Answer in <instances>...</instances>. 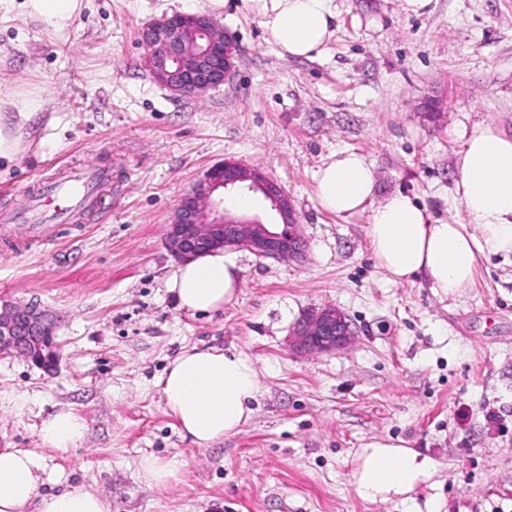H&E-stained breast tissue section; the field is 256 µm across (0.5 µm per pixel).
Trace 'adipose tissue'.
<instances>
[{
  "instance_id": "ef3b65f1",
  "label": "adipose tissue",
  "mask_w": 512,
  "mask_h": 512,
  "mask_svg": "<svg viewBox=\"0 0 512 512\" xmlns=\"http://www.w3.org/2000/svg\"><path fill=\"white\" fill-rule=\"evenodd\" d=\"M256 15L267 43L284 55H321L334 32L332 0H243ZM45 31L65 29L82 8V0H0V22L16 8ZM455 194L467 214L482 224L487 244L512 249V137L492 126L476 129L457 161ZM377 179L366 159L339 151L316 176V196L336 215L370 213L367 235L375 258L390 279L425 277L444 295L470 284L479 244L466 225L435 222L406 194L376 197ZM180 309L210 313L236 299L240 268L232 255L210 251L182 263L167 281ZM166 404L184 438L205 448L240 432L252 418L258 392L252 364L241 354L219 349L180 353L159 380ZM87 425L71 409L61 408L41 423L43 440L58 449L77 447ZM435 470L432 459L402 444L375 440L355 459L352 484L368 501L404 498ZM41 458L16 448L0 450V512H110L107 501L81 486L59 492L46 488Z\"/></svg>"
}]
</instances>
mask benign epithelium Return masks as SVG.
Wrapping results in <instances>:
<instances>
[{
  "label": "benign epithelium",
  "instance_id": "7a95c632",
  "mask_svg": "<svg viewBox=\"0 0 512 512\" xmlns=\"http://www.w3.org/2000/svg\"><path fill=\"white\" fill-rule=\"evenodd\" d=\"M153 79L176 96H200L224 84L235 67L237 45L206 13H174L140 32ZM259 193L269 221L224 207V194ZM166 243L176 259L215 249L244 248L262 258L301 260L307 243L291 200L259 168L224 160L207 169L177 201ZM356 331L340 309L328 305L306 314L293 331L298 353H323L351 344ZM0 354H17L43 368L58 359L53 322L32 304L0 305Z\"/></svg>",
  "mask_w": 512,
  "mask_h": 512
}]
</instances>
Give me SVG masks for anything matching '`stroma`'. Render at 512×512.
<instances>
[{
    "mask_svg": "<svg viewBox=\"0 0 512 512\" xmlns=\"http://www.w3.org/2000/svg\"><path fill=\"white\" fill-rule=\"evenodd\" d=\"M333 5L327 50L295 59L229 0L217 22L238 45L235 71L198 97L152 79L139 31L205 0H83L58 33L20 12L0 23V99L34 103L0 174V216L24 213L72 170L105 176L99 205L75 219H0V302L48 310L60 347L50 372L0 355V448L36 453L110 512H408L352 485L359 448L392 439L437 464L417 503L512 512V249L479 251L454 296L395 283L373 255L368 212L329 213L315 194L319 167L351 149L371 163L377 197L403 192L484 239L455 195L456 161L479 126L512 135V0H431L417 16L402 0ZM226 159L282 186L307 256L233 250L236 301L192 315L166 287L179 265L167 227L180 196ZM326 305L348 315L353 343L293 351L297 322ZM194 347L240 353L259 383L248 425L206 448L182 437L158 385ZM63 406L88 426L65 452L40 436ZM149 453L178 461V481L143 483Z\"/></svg>",
    "mask_w": 512,
    "mask_h": 512,
    "instance_id": "stroma-1",
    "label": "stroma"
}]
</instances>
